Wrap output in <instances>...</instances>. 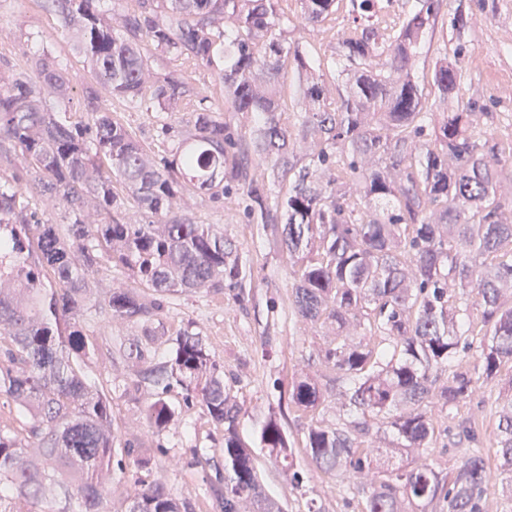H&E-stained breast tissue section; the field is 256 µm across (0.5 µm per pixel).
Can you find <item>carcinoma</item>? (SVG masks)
Segmentation results:
<instances>
[{
	"label": "carcinoma",
	"instance_id": "1",
	"mask_svg": "<svg viewBox=\"0 0 512 512\" xmlns=\"http://www.w3.org/2000/svg\"><path fill=\"white\" fill-rule=\"evenodd\" d=\"M74 50L92 65L96 84L83 90L86 122L48 102L70 99L65 72L38 61L34 79L0 67V155L31 173L37 192L62 207L61 226L19 204L13 177L0 174V331L10 339L0 359V392L31 418L24 439L0 430V512H42L41 493L56 484L81 512H112V489L98 472L112 466V395L98 393L86 369L96 352L82 323L95 303L80 274L104 253L133 271L130 287L104 299L110 318L147 321L163 298L191 289L244 287L239 258L213 224H200L182 205L190 193L219 200L242 187L259 224L296 259L293 305L313 325L336 327L325 359L336 367L345 417L336 427L309 428L306 448L331 471L361 465L374 449L371 427L391 428L399 448L426 449L435 432L426 402L452 408L473 378L459 353L480 337L483 374L512 362V224L500 220L512 196L498 188L512 171L505 152L474 133L475 103L459 93V68L443 59L433 83L440 112H430L412 67L435 23L434 0L410 13L390 35L378 21L379 0H350L352 34L339 41L347 79L331 95L315 76L307 52L274 36L288 20L281 0H138L131 12L100 0H49ZM309 24L336 11V0H300ZM476 19L457 7L458 32ZM162 53L218 67L224 111L256 117L247 133L209 108L192 113L174 133L171 157L156 160L101 106L103 87L141 112H178L203 102L200 88L175 75L155 76L143 53ZM298 74L304 111L289 129L279 118L284 59ZM453 102V109L448 103ZM120 184L136 207H125ZM37 246V262L29 261ZM53 275L45 284L43 272ZM129 357L135 376L168 392L177 384L227 424L222 512H280L260 490L252 458L236 433L237 410L224 392L202 340L184 334L168 359L152 363L141 345ZM448 381L436 386L437 372ZM291 400L304 411L321 403L316 384H293ZM152 428L175 410L162 396L147 403ZM266 447L288 460L281 427L262 429ZM497 443L512 482V395L501 405ZM483 459L473 454L451 484L434 470H383L364 495L363 512H484ZM126 512H188L163 484L142 488Z\"/></svg>",
	"mask_w": 512,
	"mask_h": 512
}]
</instances>
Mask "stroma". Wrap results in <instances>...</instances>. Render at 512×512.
Returning a JSON list of instances; mask_svg holds the SVG:
<instances>
[{"mask_svg":"<svg viewBox=\"0 0 512 512\" xmlns=\"http://www.w3.org/2000/svg\"><path fill=\"white\" fill-rule=\"evenodd\" d=\"M460 4L476 11L478 20L456 32L448 15ZM282 8L288 18L284 30L289 45L306 47L325 81L333 82L340 60L338 38L352 27L347 0H340L335 12L314 26L302 23L299 0H284ZM147 54L158 76L189 78L206 92L208 106L223 109L224 87L215 69L152 48ZM41 57L65 69L72 88L66 108L73 120H80L82 90L94 78L87 61L75 53L69 34L60 28L55 11L44 7L43 0H0V65L30 75L34 60ZM446 58L459 60L461 94L482 112L477 133L488 134L499 147L511 145L512 0H442L436 24L414 63L426 107L437 102L431 86L434 65ZM101 105L159 158L169 156L173 147L163 125L180 126L192 113L188 107L180 112L129 111L108 93L102 95ZM231 195V200L216 201L196 194L188 196L186 204L199 223L223 227L225 241L249 275L244 294L224 287L167 297L147 328L102 313L85 321L86 333L97 344L88 378L112 396L113 465L103 476L114 490L112 512H125L128 496L155 482L187 502L190 512H217L211 486L224 476L223 425L213 422L200 402L187 401L185 390L176 387L166 395L175 409L173 420L163 429H152L142 409L154 400V391L129 390L133 361L111 351L112 342L134 343L148 331L153 334L150 355L158 360L169 355L180 334L202 340L236 406V431L251 451L258 480L284 512H361L364 492L378 484V468L342 465L327 472L306 450L310 426H335L342 413L336 371L324 358L332 332L303 322L297 314L291 303L292 267L287 254L264 225L248 218L241 190H232ZM460 362L473 375L468 396L452 409L432 402L428 412L435 434L430 448L399 449V462L409 468L426 466L448 478L472 449H480L484 512H512V476L503 467L496 444L500 402L512 389V367L502 366L497 377H485L474 348L462 352ZM301 376L319 385L322 402L316 411L299 410L290 400L293 383ZM272 419L291 450L286 467L261 442V431ZM129 442L149 457L148 467H135L126 456Z\"/></svg>","mask_w":512,"mask_h":512,"instance_id":"obj_1","label":"stroma"}]
</instances>
